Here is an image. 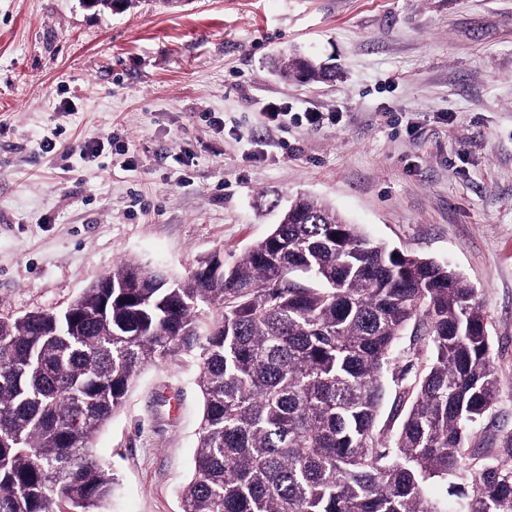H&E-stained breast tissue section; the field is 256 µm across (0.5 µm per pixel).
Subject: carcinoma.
Returning <instances> with one entry per match:
<instances>
[{
  "mask_svg": "<svg viewBox=\"0 0 512 512\" xmlns=\"http://www.w3.org/2000/svg\"><path fill=\"white\" fill-rule=\"evenodd\" d=\"M278 64L332 77L296 51ZM212 260L184 277L123 261L63 311L0 318V512H111L92 439L180 354L203 398L182 512H512V432L467 449L499 381L461 274L304 195L221 282ZM423 348L412 377L398 363Z\"/></svg>",
  "mask_w": 512,
  "mask_h": 512,
  "instance_id": "1",
  "label": "carcinoma"
}]
</instances>
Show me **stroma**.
<instances>
[{
  "mask_svg": "<svg viewBox=\"0 0 512 512\" xmlns=\"http://www.w3.org/2000/svg\"><path fill=\"white\" fill-rule=\"evenodd\" d=\"M294 47L336 80L281 77ZM270 101L292 108L275 126ZM114 132L124 151L82 156ZM299 193L477 288L499 380L482 425L512 432V0H0V317L64 310L124 260L233 265ZM199 373L147 366L94 436L112 512H182Z\"/></svg>",
  "mask_w": 512,
  "mask_h": 512,
  "instance_id": "obj_1",
  "label": "stroma"
}]
</instances>
